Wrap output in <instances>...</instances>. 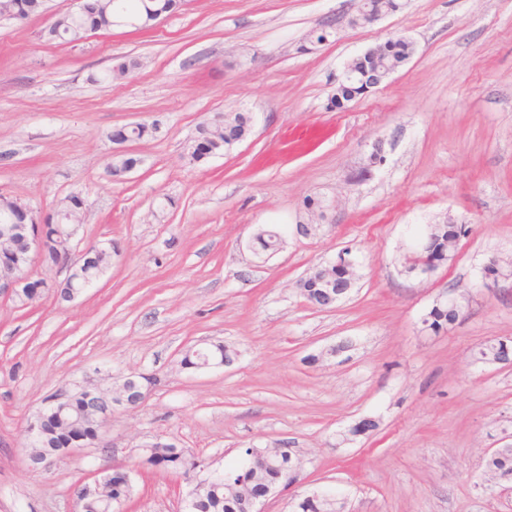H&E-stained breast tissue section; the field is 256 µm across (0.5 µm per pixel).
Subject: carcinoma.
I'll use <instances>...</instances> for the list:
<instances>
[{
	"instance_id": "1",
	"label": "carcinoma",
	"mask_w": 512,
	"mask_h": 512,
	"mask_svg": "<svg viewBox=\"0 0 512 512\" xmlns=\"http://www.w3.org/2000/svg\"><path fill=\"white\" fill-rule=\"evenodd\" d=\"M118 11L114 12L107 5V0H99L94 11L79 12L67 18L59 17L56 27L61 31L60 40L76 42L88 34L109 30L122 22L133 20L142 9V0H118ZM45 0H4V7L14 8L26 17L43 12ZM378 60L395 68L406 63L412 53V44L398 35L389 36L382 44L376 46ZM365 93L361 86L346 80L336 85V93L330 99L331 106L336 109ZM252 115L249 112H223L219 119L200 124L196 134L186 144L185 150L189 160L202 162L208 158L230 151L243 141L250 131ZM431 242L424 254H404L402 265L411 268L434 271L448 261V242L458 239L460 230L456 224H432L429 227ZM346 270L334 263L324 266L320 279H302L299 289L307 302L323 287L321 280L336 281L344 276ZM458 318V309L446 304L434 306L423 319L424 328L437 334L440 330L452 325ZM233 354L222 343L212 344L206 348H190L180 360L185 369H199L208 360L224 359ZM87 386H78L68 391L66 409L58 414L51 413L40 430L32 435L31 457L37 460L49 453H59L76 439L91 444L100 430L98 418L86 411L85 395ZM276 461L290 466H301L300 460L282 444L272 448ZM185 460L183 450L173 444L156 443L146 449L145 462L157 469L175 470ZM486 468L491 478L503 482H512V443L498 448L486 460ZM277 470L267 469L254 472L239 466L224 476L210 479L200 486L196 503L192 512H238V503L244 497L262 493L265 486L276 479ZM132 488L122 487L114 481H105L99 491L87 500L85 512H111L110 506L127 501L131 498ZM298 512H342V506L336 499L327 494H313L298 504Z\"/></svg>"
}]
</instances>
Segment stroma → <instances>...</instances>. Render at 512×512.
<instances>
[{"label": "stroma", "instance_id": "35a3bbf8", "mask_svg": "<svg viewBox=\"0 0 512 512\" xmlns=\"http://www.w3.org/2000/svg\"><path fill=\"white\" fill-rule=\"evenodd\" d=\"M399 3L362 26L358 0H188L153 29L73 43L46 32L75 0L0 21V192L40 218L81 196L77 246L118 247L73 301L0 300V512H76L74 484L115 465L133 483L125 512H181L188 483L145 464L144 446L172 443L221 470L281 441L304 482L266 512H296L317 489L346 512H512L486 469L512 434V366L476 359L512 339V278L481 285L491 259L512 258V0ZM327 24L331 36L310 41ZM393 34L413 43L410 60L331 108L347 63ZM131 58L139 68L105 80ZM231 111L251 113L250 134L189 162L197 126ZM136 122L160 130L126 143L140 162L114 179L111 134ZM449 221L467 232L448 262L403 272L414 227ZM272 227L279 250L254 253ZM344 251L349 296L307 304L299 281ZM449 290L468 306L424 330ZM206 341L234 350L233 365L182 368ZM132 372L155 383L113 414L111 452L32 466L28 424L48 395ZM366 418L375 429L349 436ZM458 317V309L446 304L433 306L428 312L426 317L423 319V325L426 330H430L433 333H439L440 330L447 328L456 322Z\"/></svg>", "mask_w": 512, "mask_h": 512}]
</instances>
